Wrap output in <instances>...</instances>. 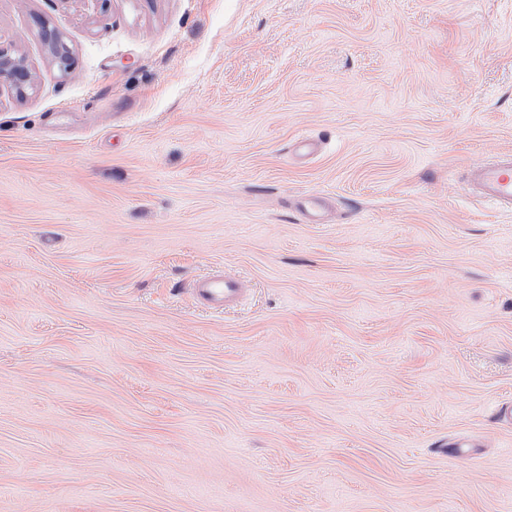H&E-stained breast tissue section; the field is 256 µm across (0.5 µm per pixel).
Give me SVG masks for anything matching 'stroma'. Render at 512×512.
<instances>
[{
  "label": "stroma",
  "instance_id": "1",
  "mask_svg": "<svg viewBox=\"0 0 512 512\" xmlns=\"http://www.w3.org/2000/svg\"><path fill=\"white\" fill-rule=\"evenodd\" d=\"M0 46V512H512V214L463 185L512 0H0ZM0 76L4 81L11 82L19 95L23 94V90L30 83V75L23 60L1 47ZM192 290L198 302L213 311H224L236 305L247 293L242 281L220 274L196 279Z\"/></svg>",
  "mask_w": 512,
  "mask_h": 512
}]
</instances>
